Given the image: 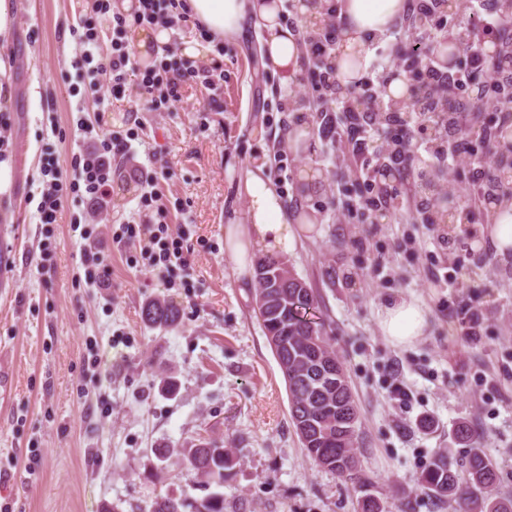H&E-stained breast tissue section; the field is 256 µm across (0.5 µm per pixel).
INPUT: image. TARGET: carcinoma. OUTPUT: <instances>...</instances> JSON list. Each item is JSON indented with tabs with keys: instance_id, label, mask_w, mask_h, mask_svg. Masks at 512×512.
<instances>
[{
	"instance_id": "1",
	"label": "carcinoma",
	"mask_w": 512,
	"mask_h": 512,
	"mask_svg": "<svg viewBox=\"0 0 512 512\" xmlns=\"http://www.w3.org/2000/svg\"><path fill=\"white\" fill-rule=\"evenodd\" d=\"M254 277L268 283L265 308L254 310L266 336L283 343L275 358L288 362L289 418L297 436L312 423V438L300 440L306 456L321 468L335 473L354 489L362 492L357 512H390L386 502L369 493L372 478L350 447L359 422L358 407L342 385L335 381L322 384L317 376L305 372L314 347L328 346L325 321L304 319L300 311L314 308L319 289L307 282L297 284L298 276L288 261L273 256L258 258ZM180 312L163 300H152L142 309L144 322L154 328H168L179 320ZM479 436L462 421L456 440L465 447L454 456L447 451L434 455L422 472L418 486L422 493L439 502L452 501L458 512H512V493L504 494L499 485L498 462L478 446ZM189 464L210 484L221 485L234 465L233 456L216 441L202 440L196 445ZM185 498L158 497L149 512H184ZM194 512H224V495L211 493L195 502Z\"/></svg>"
}]
</instances>
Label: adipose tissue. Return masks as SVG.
I'll use <instances>...</instances> for the list:
<instances>
[{
	"label": "adipose tissue",
	"mask_w": 512,
	"mask_h": 512,
	"mask_svg": "<svg viewBox=\"0 0 512 512\" xmlns=\"http://www.w3.org/2000/svg\"><path fill=\"white\" fill-rule=\"evenodd\" d=\"M193 16L216 38L238 35L246 19H254L264 33L263 50L271 69L291 86L301 72L303 48L299 34L280 18L279 0H188ZM344 22L340 42L342 84L357 80L370 54L367 35L391 30L405 16L407 0H337ZM266 158L258 156L244 180L248 208L243 222L224 227V252L240 274H247L257 254H288L299 244L296 225L305 215L289 216L285 200L265 174ZM382 336L397 348L421 338L426 311L416 300L401 297L379 312Z\"/></svg>",
	"instance_id": "ef3b65f1"
}]
</instances>
